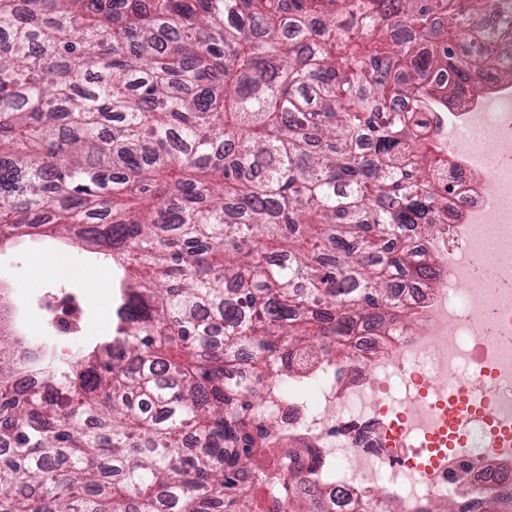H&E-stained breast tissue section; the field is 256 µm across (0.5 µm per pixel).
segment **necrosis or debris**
Wrapping results in <instances>:
<instances>
[{"label":"necrosis or debris","mask_w":512,"mask_h":512,"mask_svg":"<svg viewBox=\"0 0 512 512\" xmlns=\"http://www.w3.org/2000/svg\"><path fill=\"white\" fill-rule=\"evenodd\" d=\"M487 54L494 66L463 110L435 112L430 131L452 163L439 178L455 189L436 234L416 247L435 275L405 294L419 317L415 330L370 326L348 340L349 359L318 356L279 383L247 370L235 378L261 398L257 421L274 423V454L303 453L297 491L313 490L324 512H483L497 496L512 512V441L494 448L481 423L463 433L467 451H444L433 468L420 463L430 438L448 427V402L461 385L488 381L485 397L512 429V0H492Z\"/></svg>","instance_id":"1"}]
</instances>
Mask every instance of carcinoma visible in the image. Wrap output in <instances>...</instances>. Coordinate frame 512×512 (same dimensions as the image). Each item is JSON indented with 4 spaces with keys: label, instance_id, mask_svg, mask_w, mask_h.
Masks as SVG:
<instances>
[{
    "label": "carcinoma",
    "instance_id": "obj_1",
    "mask_svg": "<svg viewBox=\"0 0 512 512\" xmlns=\"http://www.w3.org/2000/svg\"><path fill=\"white\" fill-rule=\"evenodd\" d=\"M488 7L0 0V239L95 249L116 323L73 362L0 333V512H253L273 425L229 376L408 325L409 232L452 192L427 113L475 83Z\"/></svg>",
    "mask_w": 512,
    "mask_h": 512
}]
</instances>
